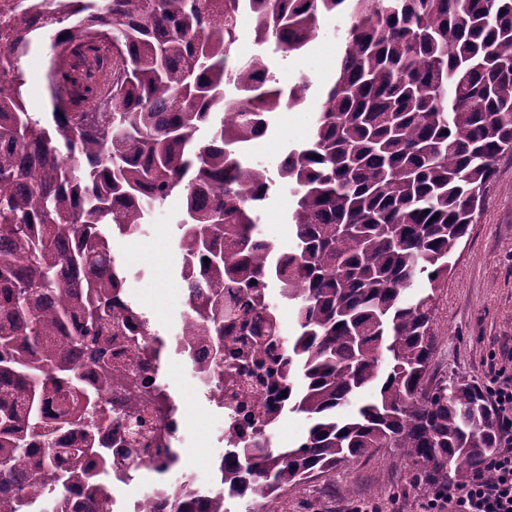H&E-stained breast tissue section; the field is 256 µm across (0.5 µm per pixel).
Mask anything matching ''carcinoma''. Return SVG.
<instances>
[{"label":"carcinoma","instance_id":"1","mask_svg":"<svg viewBox=\"0 0 512 512\" xmlns=\"http://www.w3.org/2000/svg\"><path fill=\"white\" fill-rule=\"evenodd\" d=\"M338 11L351 24L334 80L311 139L274 178L247 148L309 85L275 86L263 54L235 60L239 20L251 17L256 43L299 52ZM43 39L64 60L51 75L68 98L36 113L21 61ZM0 72V512H30L60 472L89 512H110L101 472L141 467L136 449L103 437L128 288L106 228L136 235L176 194L180 278L218 370L263 365L224 353V279L246 311L274 312L261 289L273 278L293 308L288 354L266 375L288 376V410L307 433L224 469L258 512L379 448L401 449L432 489L497 448L479 385L426 379L436 292L512 154V0H27L0 35ZM278 181L295 197L281 254L254 216ZM421 276L429 287L412 291ZM156 512L193 510L171 493Z\"/></svg>","mask_w":512,"mask_h":512}]
</instances>
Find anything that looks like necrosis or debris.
Masks as SVG:
<instances>
[{
  "mask_svg": "<svg viewBox=\"0 0 512 512\" xmlns=\"http://www.w3.org/2000/svg\"><path fill=\"white\" fill-rule=\"evenodd\" d=\"M212 339L208 336L187 335L185 327H178L167 341L155 336H124L114 346L112 365L122 374H147L156 384L158 398H164L169 407L166 425L154 438L145 463L156 465L170 461L172 469L182 467L181 460H169L168 454L184 444L186 428L185 405L182 397L171 390L167 382L170 360L178 356L191 368L192 392L196 399L209 403L220 421V428L213 440L220 445V452L210 462V478L207 482H192L191 499L197 512H204L213 500L224 496V466L232 462L235 453L242 448H254V431L258 421L246 419L238 413L237 405L254 410H269L282 415L288 400L282 388H271L269 384L256 383L245 374L226 379L212 364ZM131 471L113 466L107 475V484L112 489V512H151L157 502L160 488L165 480L151 484L149 490L137 494H126L131 483Z\"/></svg>",
  "mask_w": 512,
  "mask_h": 512,
  "instance_id": "obj_1",
  "label": "necrosis or debris"
}]
</instances>
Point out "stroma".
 I'll use <instances>...</instances> for the list:
<instances>
[{
  "instance_id": "35a3bbf8",
  "label": "stroma",
  "mask_w": 512,
  "mask_h": 512,
  "mask_svg": "<svg viewBox=\"0 0 512 512\" xmlns=\"http://www.w3.org/2000/svg\"><path fill=\"white\" fill-rule=\"evenodd\" d=\"M350 25L347 13L325 17L317 38L299 52H283L274 45H257L250 18H242L233 57L243 61L262 53L269 56L280 86L288 88L309 80L307 101L279 109L269 132L254 141L250 159L275 169L288 150L306 144L313 131L315 98L333 79L336 61ZM48 43H41L21 62L27 85L37 86L39 97H28L30 111L50 109ZM293 195L278 185L258 210V231L285 252L292 245L288 216ZM180 198L155 209L149 224L134 238L114 236L113 248L130 278L129 292L153 315L160 337L179 324L181 253L176 245ZM452 270L437 292L433 332L435 351L430 363L429 386L462 377L482 387L492 386L498 375L512 374V155L502 156L487 188L476 224L451 260ZM188 368L178 365L170 373L187 409V448L180 454L197 479L209 475L208 461L215 448L211 434L218 418L196 401L187 378ZM428 488L419 471L396 448H382L325 475L289 487L280 499V512H352L362 503L380 512H425Z\"/></svg>"
}]
</instances>
